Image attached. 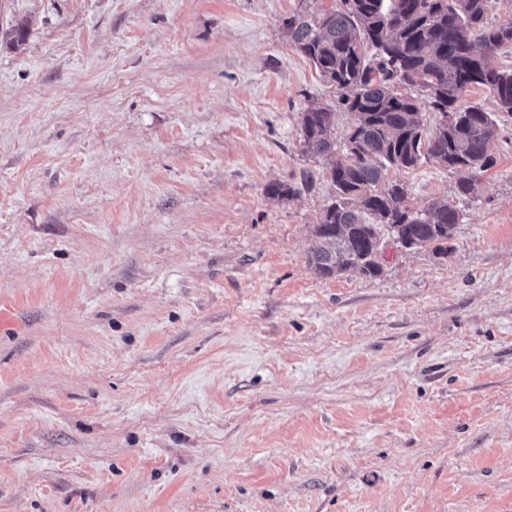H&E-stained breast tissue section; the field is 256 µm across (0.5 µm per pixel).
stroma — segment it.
<instances>
[{
	"label": "stroma",
	"instance_id": "stroma-1",
	"mask_svg": "<svg viewBox=\"0 0 512 512\" xmlns=\"http://www.w3.org/2000/svg\"><path fill=\"white\" fill-rule=\"evenodd\" d=\"M334 4L0 0V512H512V117L389 174L447 254L316 276Z\"/></svg>",
	"mask_w": 512,
	"mask_h": 512
}]
</instances>
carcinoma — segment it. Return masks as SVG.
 <instances>
[{"label": "carcinoma", "mask_w": 512, "mask_h": 512, "mask_svg": "<svg viewBox=\"0 0 512 512\" xmlns=\"http://www.w3.org/2000/svg\"><path fill=\"white\" fill-rule=\"evenodd\" d=\"M489 0H338L316 13L285 21L288 42L308 57L336 93V103L301 112V151L326 162L332 195L314 226L319 246L308 256L316 275L346 272L376 277L382 265L374 238L385 234L407 248L448 253V230L461 212L447 201L415 208L395 169L428 161L468 172L460 197L475 194L477 175L498 131L496 112L465 103L472 86L488 89L497 112L512 116V67L498 63L512 50V23L486 21ZM419 86V100L403 92ZM354 114L342 143L336 110ZM450 115L447 126L427 128L424 113Z\"/></svg>", "instance_id": "carcinoma-1"}]
</instances>
